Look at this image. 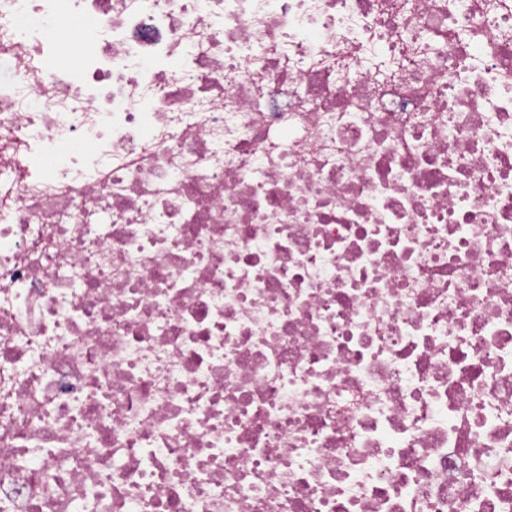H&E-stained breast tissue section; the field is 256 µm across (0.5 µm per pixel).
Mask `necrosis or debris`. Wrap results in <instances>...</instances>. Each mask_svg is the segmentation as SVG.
Here are the masks:
<instances>
[{"label": "necrosis or debris", "instance_id": "1", "mask_svg": "<svg viewBox=\"0 0 512 512\" xmlns=\"http://www.w3.org/2000/svg\"><path fill=\"white\" fill-rule=\"evenodd\" d=\"M0 512H512V0H0Z\"/></svg>", "mask_w": 512, "mask_h": 512}]
</instances>
